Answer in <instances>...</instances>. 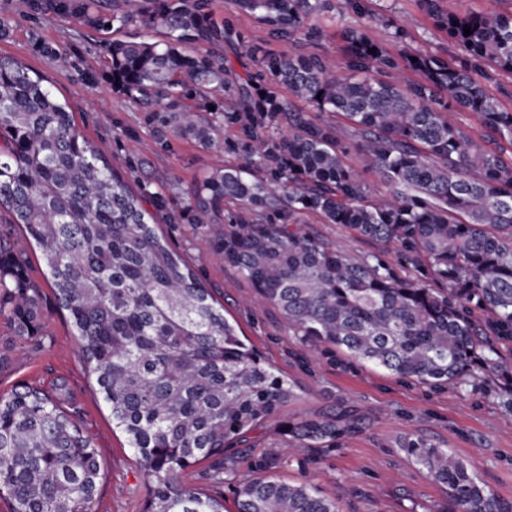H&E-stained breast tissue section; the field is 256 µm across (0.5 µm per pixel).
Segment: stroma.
Wrapping results in <instances>:
<instances>
[{
    "label": "stroma",
    "instance_id": "stroma-1",
    "mask_svg": "<svg viewBox=\"0 0 512 512\" xmlns=\"http://www.w3.org/2000/svg\"><path fill=\"white\" fill-rule=\"evenodd\" d=\"M368 5L373 13L392 17L409 32L410 50L443 59L451 55L446 35L433 26L417 0H369ZM341 7V0H330L315 19L323 31L321 40L299 43V52L317 53L334 65L342 64L343 42L336 21ZM0 18L9 25L0 38V55L45 77L54 94L69 104L78 131L141 190L163 195L177 208L199 178L223 166V147L205 149L174 135L166 144H158L148 114L103 79L102 46L115 38L137 36L136 28H93L76 19L57 18L54 0H0ZM156 224L159 234L223 304L225 316L236 322L245 341L300 388L298 398L280 418L249 435L255 453L283 448L276 479L310 483L336 500L341 512H441L446 502L443 489L397 446L400 437L416 432L472 462L486 488L512 502V413L495 399L479 389L462 393L432 389L369 364L337 366L335 355L307 350L289 332L277 309L251 303L249 283L225 265L223 254L208 247L202 227L186 221L168 223L162 211ZM0 238L14 243L27 258L30 277L41 289L43 313V331L35 340L16 335L7 315H0V393L26 385L48 391L66 383L76 420L97 448L104 470L93 512H141L147 489L140 466L96 391L75 330L66 311L56 304L40 250L18 224H0ZM339 406L359 418L356 432L333 450L304 448L287 453L281 419L330 413Z\"/></svg>",
    "mask_w": 512,
    "mask_h": 512
}]
</instances>
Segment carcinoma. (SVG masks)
<instances>
[{
  "label": "carcinoma",
  "instance_id": "1",
  "mask_svg": "<svg viewBox=\"0 0 512 512\" xmlns=\"http://www.w3.org/2000/svg\"><path fill=\"white\" fill-rule=\"evenodd\" d=\"M145 2L132 12L112 0L107 15L84 0L55 9L91 27L162 34L104 44L107 79L155 117L160 140L212 148L228 132L233 163L196 183L187 213L258 301L308 347L343 353L344 367L371 364L457 392L512 372L503 354L512 353V110L487 87L512 76V11L417 0L448 37V62L404 49L405 28L365 0H344L340 19L360 22L342 29V75L316 54L246 44L232 20L215 19L212 0ZM325 2L231 0L292 47L322 36L312 20ZM366 19L391 30L397 52L367 36ZM291 96L312 111L294 109ZM461 111L477 116L479 137L458 125ZM330 116L349 122L348 135ZM144 202L47 80L0 56V213L41 250L98 394L147 479L143 512H224V499L182 480L201 462L212 484L243 467L254 474L235 489L236 512H339L315 487L271 476L279 450L240 448L298 386L241 339ZM311 216L379 249L354 256L311 231ZM10 283L0 312L18 335H38L39 286L0 243V287ZM356 428L343 409L281 425L300 448L332 449ZM398 448L444 489L448 512H512L442 444L409 433ZM102 475L65 385L0 394V497L11 512H92Z\"/></svg>",
  "mask_w": 512,
  "mask_h": 512
}]
</instances>
